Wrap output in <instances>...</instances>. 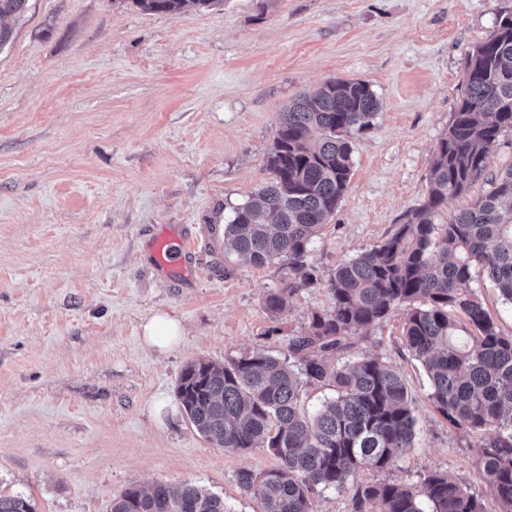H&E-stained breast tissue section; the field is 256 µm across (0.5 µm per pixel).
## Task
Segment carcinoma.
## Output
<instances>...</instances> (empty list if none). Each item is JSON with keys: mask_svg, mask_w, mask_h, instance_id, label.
I'll return each mask as SVG.
<instances>
[{"mask_svg": "<svg viewBox=\"0 0 512 512\" xmlns=\"http://www.w3.org/2000/svg\"><path fill=\"white\" fill-rule=\"evenodd\" d=\"M28 0H0V48L12 37L4 23ZM145 12L180 14L221 0H134ZM465 88L429 165L424 203L406 214L380 244L336 268L333 306L315 313L308 333L288 338V354H244L219 365L189 363L177 388L194 428L217 447H261L277 459L269 470L241 469L237 483L262 512H316L324 489L338 491L364 470L397 466L414 447L416 407L402 376L380 357L330 366L354 335L403 308V344L422 365L429 405L473 437L486 495L446 472L415 485L360 483L351 512H512V335L501 332L474 284L484 274L512 303V164L491 168L499 138L512 131V14L468 52ZM380 103L368 84L334 79L299 96L282 113L267 156L272 181L233 209L224 224V254L254 265L282 261L288 283L265 299L274 317L288 298L315 282L308 247L335 214L351 182V131L372 125ZM483 181L488 191L452 214L432 215L450 198ZM334 387L336 396L312 417L300 410L303 388ZM0 512H35L23 495L0 496ZM111 512H224L213 493L183 484L130 487Z\"/></svg>", "mask_w": 512, "mask_h": 512, "instance_id": "obj_1", "label": "carcinoma"}]
</instances>
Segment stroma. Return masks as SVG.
Masks as SVG:
<instances>
[{
  "mask_svg": "<svg viewBox=\"0 0 512 512\" xmlns=\"http://www.w3.org/2000/svg\"><path fill=\"white\" fill-rule=\"evenodd\" d=\"M510 13L512 0H223L176 16L133 0H29L0 49V496L110 512L129 487L187 483L224 512H261L236 475L275 458L201 436L180 375L197 359L287 354L331 308L337 266L423 203L466 55ZM336 78L367 83L380 110L350 135L349 190L307 255L316 283L275 318L265 299L286 266L225 257L220 230L270 181L281 112ZM165 230L199 241L171 280L150 251ZM157 314L183 329L163 352L143 340ZM404 318L347 351L382 357L417 407L413 448L358 480L417 484L439 470L484 492L468 438L428 405Z\"/></svg>",
  "mask_w": 512,
  "mask_h": 512,
  "instance_id": "1",
  "label": "stroma"
}]
</instances>
